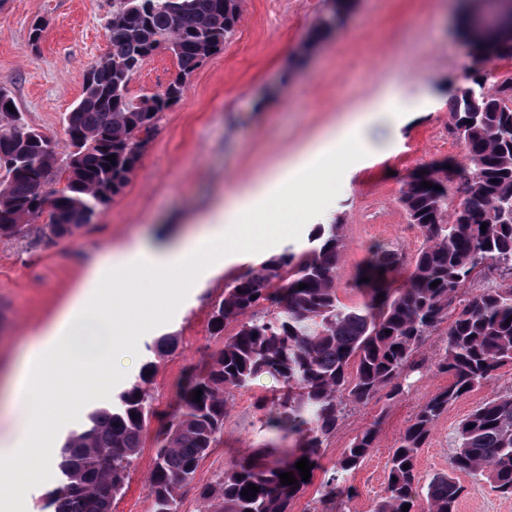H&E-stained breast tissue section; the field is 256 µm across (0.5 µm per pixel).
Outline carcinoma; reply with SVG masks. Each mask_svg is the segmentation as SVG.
<instances>
[{
	"instance_id": "1",
	"label": "carcinoma",
	"mask_w": 512,
	"mask_h": 512,
	"mask_svg": "<svg viewBox=\"0 0 512 512\" xmlns=\"http://www.w3.org/2000/svg\"><path fill=\"white\" fill-rule=\"evenodd\" d=\"M353 2L333 0L305 49L341 22ZM488 17L499 35L477 45L479 61L512 59V12L504 7ZM239 19L240 0H113L110 50L89 66L82 97L66 115L68 151L62 157L19 112L8 110L12 99L0 92V237L23 235L40 223L49 239L69 238L92 223L130 182L159 114L180 100L186 77L224 47ZM165 49L174 54L178 72L163 90L130 96L133 76ZM488 76L476 73L474 86L449 102L450 128L470 160L463 184L455 188L435 173L402 189L410 223L424 237L404 288L386 287L385 278L403 263L402 254L378 247L359 273L363 301L343 304L336 288L343 250L337 223L319 225L311 247L274 255L226 285L212 307V335L224 336L231 323L237 331L208 361L185 371L175 406L156 429L148 480L153 512H181L183 490L224 435L235 392L265 374L279 381L273 397L260 400V408L268 409L266 426L295 437L293 449L284 458L271 459L263 448L241 457L201 489L199 499L203 512H291L307 486L295 464L303 458L319 463L347 403L401 395L407 371L418 366L416 356L444 322L445 346L432 366L450 382L420 405L397 440L385 496L373 512H402L407 504L408 512H456L463 491L456 472L480 476L494 491L512 496V391L495 395L460 423L448 472L422 487L417 469L419 449L448 406L512 365V281L474 289L460 308L453 307L479 266L512 270V87ZM111 154L113 163L106 160ZM424 181L431 186L422 187ZM458 193L463 198L456 203ZM264 302L270 307L259 315ZM152 372L149 361L118 402L90 413L66 438L61 479L44 508L115 512L144 434L158 417ZM196 390L202 391L198 402ZM375 447L373 427L354 437L323 480L321 500L350 495L345 477ZM285 472L297 482L281 484ZM250 484L259 491L248 499L241 492Z\"/></svg>"
}]
</instances>
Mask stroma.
<instances>
[{
  "instance_id": "obj_1",
  "label": "stroma",
  "mask_w": 512,
  "mask_h": 512,
  "mask_svg": "<svg viewBox=\"0 0 512 512\" xmlns=\"http://www.w3.org/2000/svg\"><path fill=\"white\" fill-rule=\"evenodd\" d=\"M454 2L354 0L343 22L309 49L305 43L330 14L332 0H241L233 34L188 78L179 102L161 113L130 183L92 224L52 243L36 226L26 235L0 238V365L38 341L84 282L89 260L106 261L112 249L140 238L161 241L192 229L230 191L255 183L347 113L394 93L412 107L395 150L351 163L336 159L343 175L339 190H326L316 180L304 184V192L323 195V213H296L286 248H306L316 224H341L338 296L348 305L360 302L356 276L373 248L395 247L410 258L424 244L400 202L406 181L434 164L448 165L452 179L470 167L464 145L448 130L451 97L473 85L467 64L475 43ZM111 15L112 0H0V92L14 98L24 123L56 144L58 152L66 150L64 117L82 95L85 69L110 49L106 26ZM37 20L44 32L34 44L29 32ZM175 70L171 53H158L134 76L131 95L164 89ZM280 250L263 237L252 238L242 251L225 245L222 277L197 289L177 313L163 314L158 324L145 328L150 342L119 360L113 394L127 388L151 361L156 365L155 407L168 412L185 370L223 346L224 336L211 335L208 328L213 301L232 279ZM166 334L177 336L178 345L161 356L152 342ZM410 382L409 391L391 404L347 405L291 512H372L384 494L396 440L418 407L449 378L423 367ZM277 387L276 379L264 375L237 392L221 441L184 493L183 512H200V487L252 449L265 448L278 457L287 451V442L267 430L265 413L257 406L258 398ZM508 389L512 366L449 406L418 452L422 479L447 471L461 421ZM373 426L377 446L348 477L353 496L321 503L318 490L326 470L355 436ZM154 457L152 446L142 448L115 512H153L147 480ZM458 480L464 492L457 512H512V497L492 492L482 477L462 474Z\"/></svg>"
}]
</instances>
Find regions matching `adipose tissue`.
<instances>
[{
  "label": "adipose tissue",
  "mask_w": 512,
  "mask_h": 512,
  "mask_svg": "<svg viewBox=\"0 0 512 512\" xmlns=\"http://www.w3.org/2000/svg\"><path fill=\"white\" fill-rule=\"evenodd\" d=\"M408 110L395 95L366 104L348 121L327 127L263 180L237 189L223 211L182 240L163 247L137 242L113 250L110 283H103L98 265H91L87 286L72 293L7 376L0 416L11 421L12 432L0 437V512H15L17 499L53 462L56 450L45 443L49 430L65 428L84 404L103 395L102 380L114 375L113 355L141 348L137 330L113 326V307L134 295L143 278L156 273L174 274L191 266L201 282L219 275L225 242L242 246L254 234L285 242L288 228L281 217L318 204L317 199L299 196L298 186L320 173L328 186L341 188L331 159L387 153Z\"/></svg>",
  "instance_id": "1"
}]
</instances>
